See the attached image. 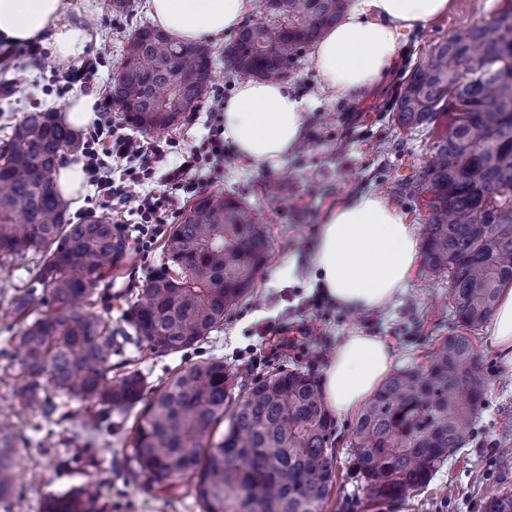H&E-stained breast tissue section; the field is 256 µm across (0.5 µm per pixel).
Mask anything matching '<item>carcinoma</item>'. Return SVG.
<instances>
[{
  "label": "carcinoma",
  "instance_id": "carcinoma-1",
  "mask_svg": "<svg viewBox=\"0 0 512 512\" xmlns=\"http://www.w3.org/2000/svg\"><path fill=\"white\" fill-rule=\"evenodd\" d=\"M268 19L244 24L224 46L236 72L283 77L289 65L347 11L349 0H264ZM205 45H184L151 25L135 29L112 80V103L143 134L192 112L212 82ZM433 160L409 189L428 210L422 261L448 278L459 323L479 329L512 286V0L489 22L436 44L402 88L393 121L440 125ZM81 144L51 112L27 113L0 149V268L39 256L40 289L13 297L23 318L21 405L43 419L71 420L68 443L90 450L112 414L142 401L136 373L112 374L130 339L95 314L96 286L127 257L112 219L68 218L53 187L62 154ZM262 225L233 197L197 199L172 226L160 272L136 295L127 324L159 355L196 348L250 293L270 256ZM224 360L189 364L155 390L125 447L159 490L183 487L202 512H322L336 476L333 418L311 374L293 369L240 385ZM486 390V365L471 337L453 335L425 365L388 378L350 434L354 463L372 499L400 501L464 448ZM227 427L216 434L222 423ZM20 442L0 423V500L21 483ZM98 486L49 494L42 512H96Z\"/></svg>",
  "mask_w": 512,
  "mask_h": 512
}]
</instances>
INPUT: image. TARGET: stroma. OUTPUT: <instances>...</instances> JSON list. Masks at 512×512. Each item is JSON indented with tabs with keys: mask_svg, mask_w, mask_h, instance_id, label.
I'll return each instance as SVG.
<instances>
[{
	"mask_svg": "<svg viewBox=\"0 0 512 512\" xmlns=\"http://www.w3.org/2000/svg\"><path fill=\"white\" fill-rule=\"evenodd\" d=\"M70 2L73 10L96 13L93 30L99 46L90 58L95 66L90 89L98 99L110 98L112 77L128 38L135 27L149 21L146 0H134L135 10L129 14L103 9L101 0ZM497 8L498 0H452L448 13L406 35L383 84L360 99L328 97L319 88L307 54H300L286 80L298 97L312 105L304 144L277 170L229 151L223 172L212 175L206 189L210 195L240 199L269 236L270 258L249 297L197 349L161 356L134 342L113 356L115 370L138 372L150 393L177 368L209 357L243 371L253 357L268 352L270 335L265 328L270 324L304 327L310 336L301 347L281 350L276 358L262 363L259 374L298 367L321 375L337 344L356 330L383 338L401 369L425 363L443 338L459 332L448 304L447 279L431 276L424 266H417L406 292L386 311L352 314L333 303L323 308L309 305L316 287L310 277L311 263L326 212L354 190L370 189L386 196L404 212L415 233H422L424 204L404 188L403 179L428 163L438 134L428 127L395 125L396 94L432 46L458 28L489 21ZM67 72V66L43 48L33 55L20 45L10 57H0V147L8 143L13 126L26 113L58 111L70 94ZM210 106V97H203L195 111L185 113L177 126L165 132V139L185 147L200 144L208 133ZM162 249L159 240L145 252L138 243H131L129 258L99 282L98 292L112 296L111 303L97 308L110 327L125 328L138 289L162 265ZM291 260L297 265L296 273L282 275L284 263ZM29 280L21 262L0 272V420L8 419L23 438L21 467L25 474H36L37 481L24 486L20 496L0 502V512H41L46 495H62L88 483L103 487L100 512H200L182 489L160 491L144 480L131 479L129 450L124 446L133 423L129 415L113 416L111 430L103 433L92 451L94 466L74 464L57 470L58 458L68 453L63 440L71 423L46 422L13 398L20 326L9 315L10 303ZM491 331L487 325L476 333L488 386L478 411V428L466 447L451 455L426 487L410 492L394 506H383L371 499L351 462L348 440L354 418L337 419V476L323 512H486L492 499L512 495V369L501 364Z\"/></svg>",
	"mask_w": 512,
	"mask_h": 512,
	"instance_id": "1",
	"label": "stroma"
}]
</instances>
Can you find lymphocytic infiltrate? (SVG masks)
Segmentation results:
<instances>
[{"label":"lymphocytic infiltrate","mask_w":512,"mask_h":512,"mask_svg":"<svg viewBox=\"0 0 512 512\" xmlns=\"http://www.w3.org/2000/svg\"><path fill=\"white\" fill-rule=\"evenodd\" d=\"M83 168L98 199H118L126 182L159 180L162 189L137 198L138 241L150 247L164 235L168 221L178 218L173 204L179 196L194 197L202 185L204 169L224 167V126L213 124L199 145L179 149L172 140H146L122 132L112 121L95 124L83 142Z\"/></svg>","instance_id":"1"}]
</instances>
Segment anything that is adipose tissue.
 Segmentation results:
<instances>
[{
  "mask_svg": "<svg viewBox=\"0 0 512 512\" xmlns=\"http://www.w3.org/2000/svg\"><path fill=\"white\" fill-rule=\"evenodd\" d=\"M450 0H354L310 57L320 88L333 99L367 96L391 70L406 33L448 11ZM154 24L175 41L215 40L240 26L252 0H147ZM95 37L69 0H0V42H41L59 63L90 52ZM306 104L278 81L246 80L224 104V138L247 161L280 167L302 142ZM420 244L404 214L369 190L350 193L327 212L313 259L314 281L339 307L372 312L408 288ZM394 365L379 337L354 332L337 346L321 377L323 396L341 415L361 409Z\"/></svg>",
  "mask_w": 512,
  "mask_h": 512,
  "instance_id": "obj_1",
  "label": "adipose tissue"
}]
</instances>
